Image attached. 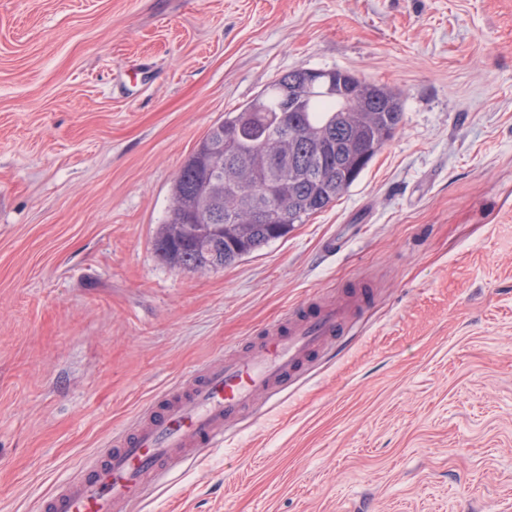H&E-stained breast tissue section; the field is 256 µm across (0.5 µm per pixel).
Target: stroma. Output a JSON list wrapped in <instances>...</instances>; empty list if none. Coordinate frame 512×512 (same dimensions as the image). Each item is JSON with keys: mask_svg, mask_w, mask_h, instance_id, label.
<instances>
[{"mask_svg": "<svg viewBox=\"0 0 512 512\" xmlns=\"http://www.w3.org/2000/svg\"><path fill=\"white\" fill-rule=\"evenodd\" d=\"M404 93L333 205L216 271L155 239L291 69ZM333 349L136 512H512V0H0V512L317 295Z\"/></svg>", "mask_w": 512, "mask_h": 512, "instance_id": "1", "label": "stroma"}]
</instances>
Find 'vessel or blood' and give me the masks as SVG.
<instances>
[{
  "mask_svg": "<svg viewBox=\"0 0 512 512\" xmlns=\"http://www.w3.org/2000/svg\"><path fill=\"white\" fill-rule=\"evenodd\" d=\"M359 305L350 298L337 308H292L284 322L252 338L244 353L216 356L191 385L145 408L92 464L45 498L41 512H131L161 474L221 442L225 425L254 408L260 396L288 388Z\"/></svg>",
  "mask_w": 512,
  "mask_h": 512,
  "instance_id": "obj_1",
  "label": "vessel or blood"
}]
</instances>
